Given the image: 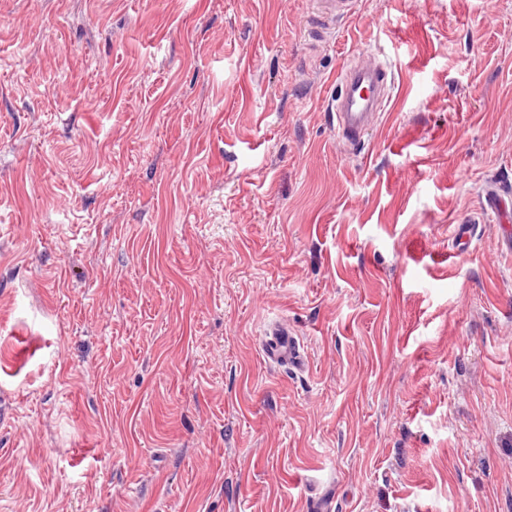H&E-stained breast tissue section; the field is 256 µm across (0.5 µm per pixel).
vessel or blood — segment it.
Instances as JSON below:
<instances>
[{
	"instance_id": "vessel-or-blood-1",
	"label": "vessel or blood",
	"mask_w": 512,
	"mask_h": 512,
	"mask_svg": "<svg viewBox=\"0 0 512 512\" xmlns=\"http://www.w3.org/2000/svg\"><path fill=\"white\" fill-rule=\"evenodd\" d=\"M311 18L314 41L327 40L336 21L347 18L353 11L354 0H315ZM389 82V71L374 62H358L346 67L336 77V88L328 99V109L336 117L339 137L352 146L359 145L364 134L379 116L380 99ZM485 211L491 212L497 223L512 221V204L505 196L490 190L485 194ZM263 355L267 361L281 367L302 368L301 346L287 323H272L266 333Z\"/></svg>"
}]
</instances>
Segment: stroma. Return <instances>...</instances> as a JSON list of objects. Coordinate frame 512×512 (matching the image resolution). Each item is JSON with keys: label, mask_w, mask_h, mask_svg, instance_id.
<instances>
[{"label": "stroma", "mask_w": 512, "mask_h": 512, "mask_svg": "<svg viewBox=\"0 0 512 512\" xmlns=\"http://www.w3.org/2000/svg\"><path fill=\"white\" fill-rule=\"evenodd\" d=\"M313 12L0 0V512H512V0ZM316 11L310 24L312 39L326 41L336 21L347 18L353 12L354 0H315ZM388 82L392 85L388 69L375 62L360 61L337 75L328 109L332 121L336 117V131L344 142L352 146L363 142L364 134L379 116L380 98ZM483 208L486 213L491 212L493 218H495V221L499 224L508 223L510 220L508 200L495 190L486 192ZM263 345V355L267 361L281 367L301 369L304 358L301 346L292 331L288 329V323L277 321L272 323Z\"/></svg>", "instance_id": "obj_1"}]
</instances>
